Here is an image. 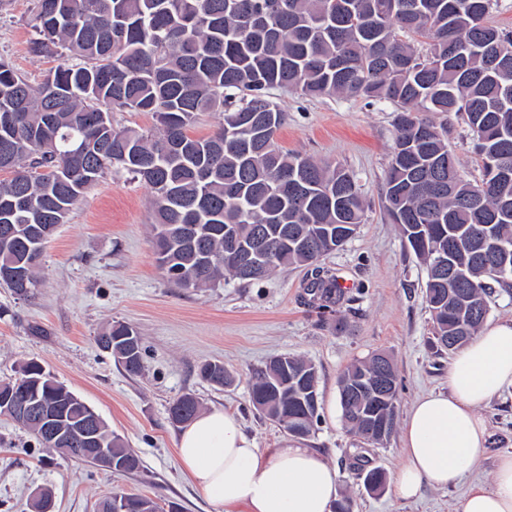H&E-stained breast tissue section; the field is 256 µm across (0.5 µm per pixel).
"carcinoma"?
<instances>
[{
  "label": "carcinoma",
  "mask_w": 512,
  "mask_h": 512,
  "mask_svg": "<svg viewBox=\"0 0 512 512\" xmlns=\"http://www.w3.org/2000/svg\"><path fill=\"white\" fill-rule=\"evenodd\" d=\"M498 0H38L36 53L60 47L80 63H61L36 86L0 62V270L29 262L108 167L122 169L152 191L157 260L177 287L213 288L224 274L262 281L280 266H307L312 302L334 310L342 293L336 276L320 265L335 240L347 243L362 223L364 199L354 177L276 146L286 121L270 99L274 88L311 98L345 95L386 100L397 107L383 207L401 227L407 246L428 271L425 302L436 346L455 351L489 314L492 284L512 288L490 258L492 245L464 246L453 260L463 279H444L439 263L448 242L494 225L495 238L512 247V30L490 24ZM426 52L418 51L420 39ZM115 109L150 112L153 133L117 129ZM224 122L206 138L187 133L203 112ZM460 116L474 137L481 180L463 178L448 148L447 128L430 113ZM265 241L269 256L250 270L224 261L229 244ZM40 263L28 266L27 287L0 276V285L29 296ZM130 376L143 369L138 331L114 322L97 339ZM311 362L275 357L255 372L249 401L265 418L296 437L318 421ZM382 373V395L359 390L364 377ZM215 387L228 384L224 364L201 365ZM52 411L57 431L81 423L88 404L24 362L18 379L0 382V406L17 396V380ZM343 418L363 438L366 417L385 419L394 431L397 375L376 354L339 377ZM200 411L190 394L169 409L187 423ZM47 450L94 464L93 446L74 437L51 440L34 417L24 425ZM120 474L141 460L105 423L96 427ZM375 492L385 472H360ZM120 498L124 512H152L155 501L113 494L98 503L109 512Z\"/></svg>",
  "instance_id": "obj_1"
}]
</instances>
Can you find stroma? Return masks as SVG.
<instances>
[{
	"label": "stroma",
	"mask_w": 512,
	"mask_h": 512,
	"mask_svg": "<svg viewBox=\"0 0 512 512\" xmlns=\"http://www.w3.org/2000/svg\"><path fill=\"white\" fill-rule=\"evenodd\" d=\"M35 15L36 0H0V60L34 84L61 61L31 51ZM271 98L286 114L277 133L283 151L343 166L366 201L354 237L322 261L337 276L342 304L331 313L308 305L303 267L281 268L254 283L228 276L201 291L174 287L156 259L150 188L106 169L46 243L32 295L0 287V381L15 377L24 362L38 361L90 405L142 465L136 473L117 474L60 457L0 416V512H29L32 492L43 486L54 495L55 512H96L98 501L115 491L172 501L182 512H213L180 467V428L169 408L181 395L194 394L203 409L239 415L258 447H280L288 432L258 414L248 393L253 372L281 355L304 358L318 370L321 421L299 444L322 451L336 466L338 492L351 512H456L465 486L489 484L498 456L512 452L507 391L479 410L489 438L464 486L429 488L415 502L397 499L389 487L379 495L365 489L354 462L395 478L404 462L402 433L394 431L376 447L346 428L338 401L342 370L372 353H388L403 416L418 396L447 389L452 361L431 345L425 268L384 213L394 107L343 95L305 98L286 89L272 90ZM433 120L446 125L460 172L478 182L467 125L452 113ZM115 321L140 333V375H128L96 341ZM209 361L223 362L229 386L218 389L200 377V366Z\"/></svg>",
	"instance_id": "stroma-1"
}]
</instances>
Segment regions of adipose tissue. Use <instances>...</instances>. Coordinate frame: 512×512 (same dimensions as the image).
<instances>
[{
    "instance_id": "obj_1",
    "label": "adipose tissue",
    "mask_w": 512,
    "mask_h": 512,
    "mask_svg": "<svg viewBox=\"0 0 512 512\" xmlns=\"http://www.w3.org/2000/svg\"><path fill=\"white\" fill-rule=\"evenodd\" d=\"M512 390V322L488 325L448 367V390L418 398L403 423L406 462L393 485L411 500L425 488L460 483L485 449L479 408ZM183 472L215 512H332L338 471L314 448H258L240 420L221 409L199 413L180 432ZM459 512H512V453L498 456L490 486L472 487Z\"/></svg>"
}]
</instances>
